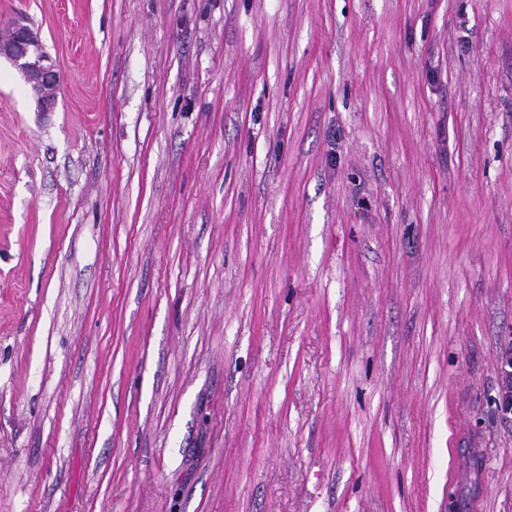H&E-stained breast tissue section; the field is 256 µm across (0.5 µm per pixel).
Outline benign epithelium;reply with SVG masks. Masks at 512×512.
I'll return each mask as SVG.
<instances>
[{"label":"benign epithelium","mask_w":512,"mask_h":512,"mask_svg":"<svg viewBox=\"0 0 512 512\" xmlns=\"http://www.w3.org/2000/svg\"><path fill=\"white\" fill-rule=\"evenodd\" d=\"M43 44L37 31L17 19L8 34L0 37V58L7 59L22 75L36 96L40 111L55 109L59 74L51 57L41 53Z\"/></svg>","instance_id":"obj_1"}]
</instances>
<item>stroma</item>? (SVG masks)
Returning <instances> with one entry per match:
<instances>
[{
	"instance_id": "stroma-1",
	"label": "stroma",
	"mask_w": 512,
	"mask_h": 512,
	"mask_svg": "<svg viewBox=\"0 0 512 512\" xmlns=\"http://www.w3.org/2000/svg\"><path fill=\"white\" fill-rule=\"evenodd\" d=\"M0 512H512V0H0ZM42 48L38 32L20 19L14 20L8 34L0 37V58L7 59L21 73L36 96L40 111L51 112L55 109L60 79L51 57L39 56ZM502 363L504 368L503 393L500 408L504 413L512 414V371L506 370V367L512 369V341L508 348H505L502 354Z\"/></svg>"
}]
</instances>
